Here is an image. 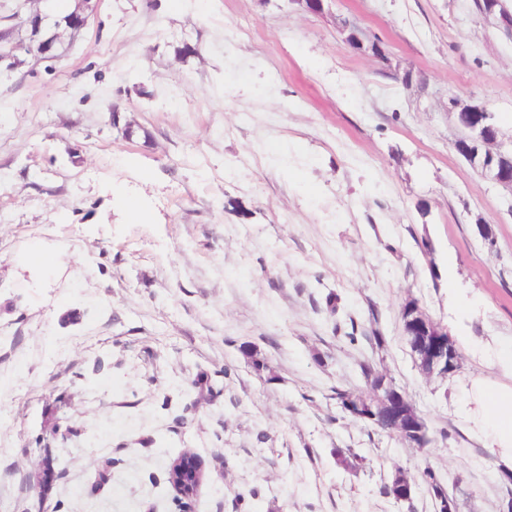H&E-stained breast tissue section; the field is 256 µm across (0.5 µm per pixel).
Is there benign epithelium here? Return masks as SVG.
I'll list each match as a JSON object with an SVG mask.
<instances>
[{
    "label": "benign epithelium",
    "instance_id": "7a95c632",
    "mask_svg": "<svg viewBox=\"0 0 512 512\" xmlns=\"http://www.w3.org/2000/svg\"><path fill=\"white\" fill-rule=\"evenodd\" d=\"M481 14L498 21L512 32V12L504 6L503 0H480ZM91 0H77L76 7L60 11L29 14L23 21L29 32V42L15 38L16 27L9 26L0 31V70L11 71L21 65L20 56L34 55L43 60L56 57V45L60 32L72 34L84 28L91 16ZM457 117L466 118L464 126L469 139L485 145L488 151L486 161L479 164L485 177L512 191V143L504 145L499 141L498 128L493 122L494 113L484 105H473L457 112ZM401 316L404 327L418 337V365L421 372L430 377H445L456 373L461 357L448 328L431 320L419 303L402 305ZM385 373L380 372L369 380L372 397L361 396L347 402L344 410L356 418L367 419L395 432L404 440H409L418 448L429 442L425 420L415 405L396 392L386 383ZM176 475L171 479V487L177 494V501L185 505L198 492L205 479V471L198 458L189 452L182 453L175 462ZM58 476L54 457L47 453L41 462L39 483L50 481ZM391 495L405 501L411 498L412 483L403 476L389 485Z\"/></svg>",
    "mask_w": 512,
    "mask_h": 512
}]
</instances>
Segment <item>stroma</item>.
I'll list each match as a JSON object with an SVG mask.
<instances>
[{
	"mask_svg": "<svg viewBox=\"0 0 512 512\" xmlns=\"http://www.w3.org/2000/svg\"><path fill=\"white\" fill-rule=\"evenodd\" d=\"M455 100L512 141V35L476 0H96L0 77V512H175L183 452L193 512H436L427 468L457 512H512L455 412L496 375L469 344L512 336V191L455 150ZM409 298L455 374L420 372ZM365 364L426 448L337 403ZM175 466L176 475L170 478V486L177 494L178 503L183 506L197 495L206 475L198 458L189 452L182 453Z\"/></svg>",
	"mask_w": 512,
	"mask_h": 512,
	"instance_id": "stroma-1",
	"label": "stroma"
}]
</instances>
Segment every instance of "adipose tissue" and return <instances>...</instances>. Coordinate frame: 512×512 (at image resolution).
Returning <instances> with one entry per match:
<instances>
[{
    "instance_id": "ef3b65f1",
    "label": "adipose tissue",
    "mask_w": 512,
    "mask_h": 512,
    "mask_svg": "<svg viewBox=\"0 0 512 512\" xmlns=\"http://www.w3.org/2000/svg\"><path fill=\"white\" fill-rule=\"evenodd\" d=\"M470 354L499 377L471 376L464 386L460 414L471 435L492 449L501 467L512 471V341L476 344Z\"/></svg>"
}]
</instances>
